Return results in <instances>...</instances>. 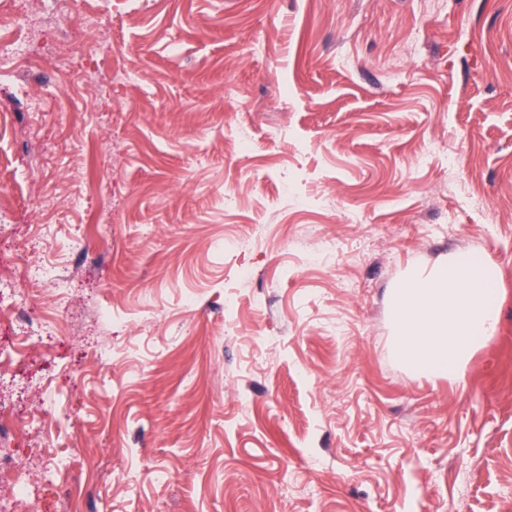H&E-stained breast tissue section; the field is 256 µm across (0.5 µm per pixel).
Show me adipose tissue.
Masks as SVG:
<instances>
[{"label":"adipose tissue","mask_w":512,"mask_h":512,"mask_svg":"<svg viewBox=\"0 0 512 512\" xmlns=\"http://www.w3.org/2000/svg\"><path fill=\"white\" fill-rule=\"evenodd\" d=\"M393 302L396 351L422 374H458L498 322L496 288L482 266L461 259L412 277Z\"/></svg>","instance_id":"ef3b65f1"}]
</instances>
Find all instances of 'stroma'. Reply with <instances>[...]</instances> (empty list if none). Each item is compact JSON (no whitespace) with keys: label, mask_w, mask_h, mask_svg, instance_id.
<instances>
[{"label":"stroma","mask_w":512,"mask_h":512,"mask_svg":"<svg viewBox=\"0 0 512 512\" xmlns=\"http://www.w3.org/2000/svg\"><path fill=\"white\" fill-rule=\"evenodd\" d=\"M0 8L42 59L0 78V307L80 271L64 335L0 321L12 466L69 456L74 512H512V0ZM466 253L498 329L414 373L393 292ZM29 275L40 278L50 288L54 299L52 309H58L68 302L70 284L75 276L68 277L56 264L44 260L35 262L28 271Z\"/></svg>","instance_id":"stroma-1"}]
</instances>
